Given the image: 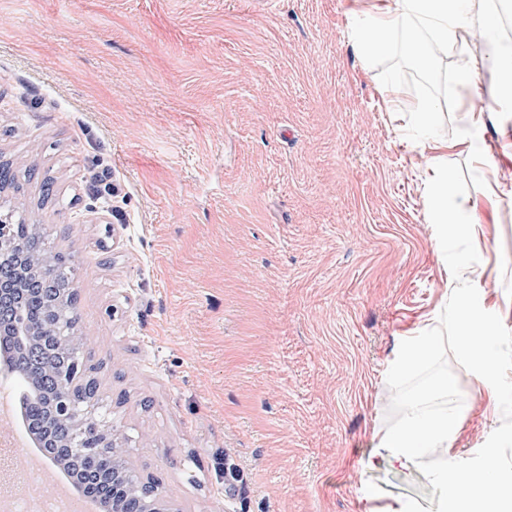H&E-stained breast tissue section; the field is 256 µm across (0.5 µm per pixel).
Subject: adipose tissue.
Wrapping results in <instances>:
<instances>
[{"mask_svg": "<svg viewBox=\"0 0 512 512\" xmlns=\"http://www.w3.org/2000/svg\"><path fill=\"white\" fill-rule=\"evenodd\" d=\"M506 0H374L366 23L354 36L358 54L366 60L390 51L395 39H403L418 66L432 68L439 53L465 55L462 32L474 30L488 42L486 62L497 75L498 93L503 102L512 103V46L500 43L498 31ZM472 64L462 65L456 73V85L463 101L464 133L450 140L430 137L436 119L430 105H421L416 113L420 130L427 138L425 166L431 174L428 207L438 240L470 233L473 223H496L501 205L497 187H490L484 212L472 216L471 200L454 193L445 164L449 152H466L471 138L481 127L487 107L473 78ZM495 328L466 296L454 301L450 326H429L423 335L407 336L391 365V373L404 376L415 373L431 361L443 345H452L472 367L479 386L478 399L486 411L500 406L499 365L494 344ZM455 385L448 377L435 378L429 386V399L409 400L398 424L374 433L381 453L369 456L365 467L386 461L400 468L415 463L430 452L452 456L462 431L465 409L454 403ZM440 488L436 512H512V480L503 478L499 463L487 458L482 475L463 480L459 471L443 468L435 471Z\"/></svg>", "mask_w": 512, "mask_h": 512, "instance_id": "ef3b65f1", "label": "adipose tissue"}]
</instances>
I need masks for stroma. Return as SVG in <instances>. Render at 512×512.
I'll return each instance as SVG.
<instances>
[{"mask_svg": "<svg viewBox=\"0 0 512 512\" xmlns=\"http://www.w3.org/2000/svg\"><path fill=\"white\" fill-rule=\"evenodd\" d=\"M357 3L0 0V162L74 266L101 416L176 512H436L433 459L356 462L433 375L476 397L449 346L389 373L460 292L497 325L502 406L465 417L449 466L476 474L492 452L512 472V197L437 246L411 115L430 104L433 135L461 133L459 61L423 71L397 45L364 62ZM462 40L492 111L448 175L479 203L512 112L485 42ZM98 159L121 189L108 208ZM224 458L246 486L229 491Z\"/></svg>", "mask_w": 512, "mask_h": 512, "instance_id": "35a3bbf8", "label": "stroma"}]
</instances>
